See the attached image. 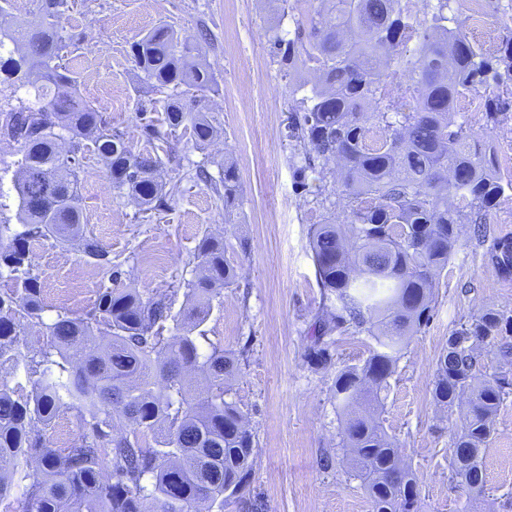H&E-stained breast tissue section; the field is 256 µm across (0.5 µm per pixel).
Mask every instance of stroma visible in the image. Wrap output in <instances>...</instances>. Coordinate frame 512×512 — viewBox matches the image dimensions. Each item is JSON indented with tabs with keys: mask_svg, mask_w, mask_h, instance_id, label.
<instances>
[{
	"mask_svg": "<svg viewBox=\"0 0 512 512\" xmlns=\"http://www.w3.org/2000/svg\"><path fill=\"white\" fill-rule=\"evenodd\" d=\"M59 25L72 40L62 55L80 95L104 113L134 152L160 157L165 186L177 189L172 207L146 214L113 191L94 153L81 160L83 235L109 253L99 267L77 245L35 242L31 271L43 291V320L60 311L82 315L107 288L166 295L172 311L184 305L183 282L195 278L193 252L202 237L223 238L224 257L238 279L215 298L203 325L202 350L219 345L238 358L241 373L227 398L245 414L255 436L248 497L256 512H369L361 480L349 470L340 446L344 423L333 386L338 371L363 365L370 336L335 333L332 368L304 360L307 332L322 315V292L309 247L312 225L339 213L340 204L301 193L288 136V90L312 86L313 69L284 74L270 53L266 30L291 29L280 0H68ZM167 24L211 40L201 62L216 89L198 107L216 129L195 148L184 132L168 141L149 139L139 111L155 125L164 114L142 88L130 47L149 29ZM240 178V195L225 210L220 180L225 162ZM206 169L200 179L197 169ZM432 316L406 343L384 399L379 421L401 459L416 475L418 512H512V394L493 422L482 461V496L453 479L448 448L463 422L433 403L436 360L450 331L482 309L512 311V275L497 271L485 243L463 231L435 286Z\"/></svg>",
	"mask_w": 512,
	"mask_h": 512,
	"instance_id": "obj_1",
	"label": "stroma"
}]
</instances>
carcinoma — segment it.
Masks as SVG:
<instances>
[{
    "instance_id": "1",
    "label": "carcinoma",
    "mask_w": 512,
    "mask_h": 512,
    "mask_svg": "<svg viewBox=\"0 0 512 512\" xmlns=\"http://www.w3.org/2000/svg\"><path fill=\"white\" fill-rule=\"evenodd\" d=\"M293 32L268 28L280 69L310 66L318 83L310 94L289 91V138L298 188L310 191L308 172L329 174L346 201L342 223L327 219L311 229L310 249L323 290L305 361L333 365V332L365 333L374 340L360 367L336 374L334 395L346 415L343 445L362 479L371 512H414L416 476L400 466L398 449L378 422L375 407L404 342L430 319L438 273L459 241V226L487 234L490 209L512 191L491 156L475 140L471 121L457 116L461 96L481 99L479 121L493 129L512 112L498 93L512 86V34L489 54L462 34L466 19L448 15L451 0H281ZM66 0H38L40 19L24 24L14 0H0V140L19 158L13 188L19 228L0 225V271L11 287L0 291V504L3 512H224L231 498L251 508L245 494L253 467L254 435L239 407L225 399L239 375L238 359L220 346L200 351V327L212 300L237 280L224 259V239L207 235L196 246L199 274L185 283V304L173 314L163 298L134 289L107 288L95 311H66L46 323L39 278L29 269L33 241L71 242L83 223L77 166L91 151L105 161L112 189L148 211L168 204L156 172L159 157L136 153L124 134L76 91L59 63L66 40L58 14ZM419 39L412 57L400 54L408 34ZM207 35L192 42L161 24L131 46L136 68L162 99L171 130L189 131L205 145L214 135L207 116L182 96L214 90L198 63ZM395 63L391 72L383 58ZM400 78L401 94L388 91ZM69 143L63 156L59 142ZM224 207L235 203L238 172L224 164ZM316 194L323 192L316 188ZM81 251L112 264L93 238ZM491 261L512 274V243L498 241ZM47 341L25 349L29 326ZM497 339L512 355V314L486 308L448 335L435 369L432 398L441 410L465 409L453 433L449 465L477 494L487 474L482 446L512 380L482 375L480 347ZM36 376L21 394L6 371ZM65 409L77 413L79 433L64 447L41 429ZM20 490L13 498L11 491Z\"/></svg>"
}]
</instances>
